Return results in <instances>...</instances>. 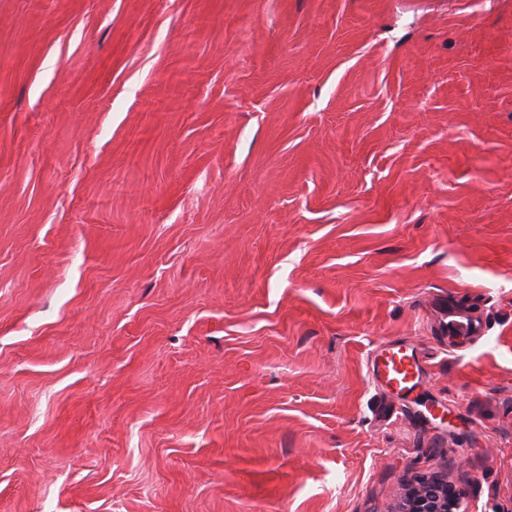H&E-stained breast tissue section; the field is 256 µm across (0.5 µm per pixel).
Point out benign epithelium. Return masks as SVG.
<instances>
[{"label": "benign epithelium", "instance_id": "7a95c632", "mask_svg": "<svg viewBox=\"0 0 512 512\" xmlns=\"http://www.w3.org/2000/svg\"><path fill=\"white\" fill-rule=\"evenodd\" d=\"M466 489L448 485V473L420 477L408 486L391 512H467Z\"/></svg>", "mask_w": 512, "mask_h": 512}]
</instances>
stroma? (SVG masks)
Instances as JSON below:
<instances>
[{"mask_svg":"<svg viewBox=\"0 0 512 512\" xmlns=\"http://www.w3.org/2000/svg\"><path fill=\"white\" fill-rule=\"evenodd\" d=\"M440 471L512 512V0H0V512ZM371 366L373 374L392 390L413 391L420 380L417 353L401 343H393L383 349Z\"/></svg>","mask_w":512,"mask_h":512,"instance_id":"stroma-1","label":"stroma"}]
</instances>
